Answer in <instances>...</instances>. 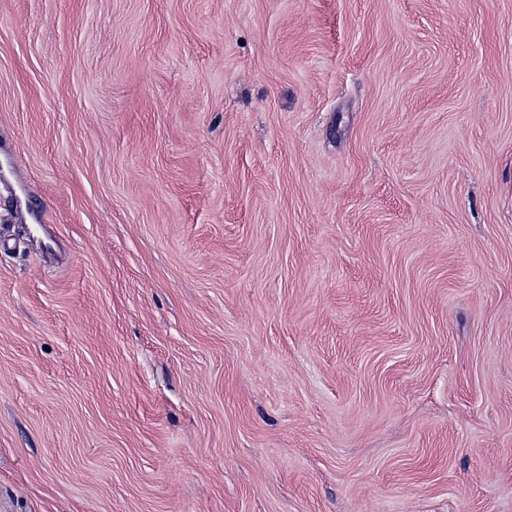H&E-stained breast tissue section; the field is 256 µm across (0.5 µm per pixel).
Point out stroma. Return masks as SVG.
Listing matches in <instances>:
<instances>
[{"instance_id": "stroma-1", "label": "stroma", "mask_w": 512, "mask_h": 512, "mask_svg": "<svg viewBox=\"0 0 512 512\" xmlns=\"http://www.w3.org/2000/svg\"><path fill=\"white\" fill-rule=\"evenodd\" d=\"M2 142L0 512H512V0H0Z\"/></svg>"}]
</instances>
